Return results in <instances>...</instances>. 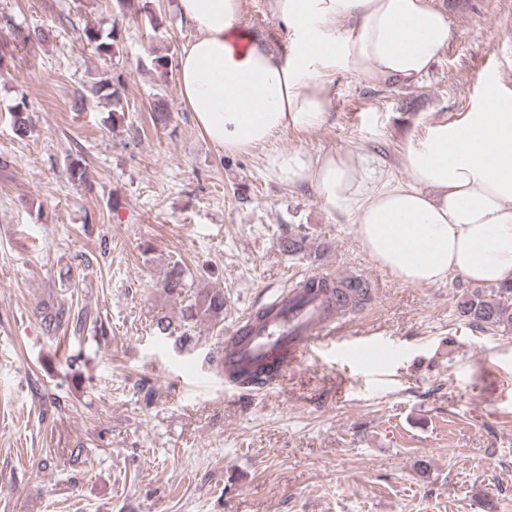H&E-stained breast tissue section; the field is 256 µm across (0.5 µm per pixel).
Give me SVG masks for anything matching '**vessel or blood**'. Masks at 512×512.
Returning <instances> with one entry per match:
<instances>
[{"mask_svg": "<svg viewBox=\"0 0 512 512\" xmlns=\"http://www.w3.org/2000/svg\"><path fill=\"white\" fill-rule=\"evenodd\" d=\"M335 275L302 274L300 287L275 294L267 303L268 314L258 320L241 316L224 338L220 358L224 383L241 388L255 378L260 388L280 381L289 370L336 340V325L346 318L351 304L333 287ZM314 290H307V283Z\"/></svg>", "mask_w": 512, "mask_h": 512, "instance_id": "b4317fda", "label": "vessel or blood"}]
</instances>
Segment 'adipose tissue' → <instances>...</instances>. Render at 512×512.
I'll list each match as a JSON object with an SVG mask.
<instances>
[{
	"label": "adipose tissue",
	"mask_w": 512,
	"mask_h": 512,
	"mask_svg": "<svg viewBox=\"0 0 512 512\" xmlns=\"http://www.w3.org/2000/svg\"><path fill=\"white\" fill-rule=\"evenodd\" d=\"M244 0H176L196 32L177 80L196 126L235 154L328 120L337 72L374 84L414 82L446 47L444 11L429 0H268L289 47L247 30ZM457 122L407 140L408 183L376 184L357 157L285 149L266 158L282 184L313 187L321 206L355 224L361 250L406 285L457 274L512 281V89L501 83Z\"/></svg>",
	"instance_id": "obj_1"
}]
</instances>
